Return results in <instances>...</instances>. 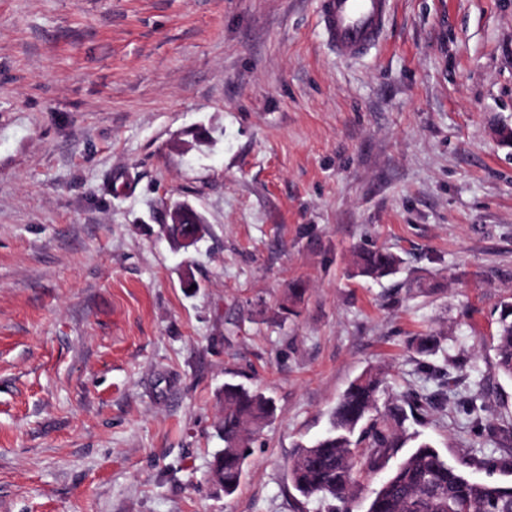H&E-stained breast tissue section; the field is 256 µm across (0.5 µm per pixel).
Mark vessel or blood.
<instances>
[{
    "label": "vessel or blood",
    "mask_w": 512,
    "mask_h": 512,
    "mask_svg": "<svg viewBox=\"0 0 512 512\" xmlns=\"http://www.w3.org/2000/svg\"><path fill=\"white\" fill-rule=\"evenodd\" d=\"M391 0H320L326 39L341 57L366 54L380 42Z\"/></svg>",
    "instance_id": "vessel-or-blood-1"
}]
</instances>
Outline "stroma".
<instances>
[{
  "label": "stroma",
  "mask_w": 512,
  "mask_h": 512,
  "mask_svg": "<svg viewBox=\"0 0 512 512\" xmlns=\"http://www.w3.org/2000/svg\"><path fill=\"white\" fill-rule=\"evenodd\" d=\"M504 128L512 0H393L347 60L318 0H0V512H326L288 465L370 368L378 410L438 396L407 431L511 484ZM373 247L395 275L356 274ZM228 382L276 407L230 495ZM494 336L495 368L512 379V301L503 302Z\"/></svg>",
  "instance_id": "stroma-1"
}]
</instances>
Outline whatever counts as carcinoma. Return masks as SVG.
<instances>
[{"instance_id": "obj_1", "label": "carcinoma", "mask_w": 512, "mask_h": 512, "mask_svg": "<svg viewBox=\"0 0 512 512\" xmlns=\"http://www.w3.org/2000/svg\"><path fill=\"white\" fill-rule=\"evenodd\" d=\"M400 258L382 249L357 253V274L381 279L393 274ZM495 368L512 379V301L501 305L494 336ZM382 373L369 369L342 393L330 414V429L311 446L297 448L289 464L293 487L305 498L332 502L328 512H351L358 449L379 456L407 442L403 406L372 417ZM270 397L240 384H224V449L215 456L213 474L226 494L238 488L252 437L272 417ZM365 512H512V485L477 482L448 462L431 442L422 440L381 481Z\"/></svg>"}]
</instances>
